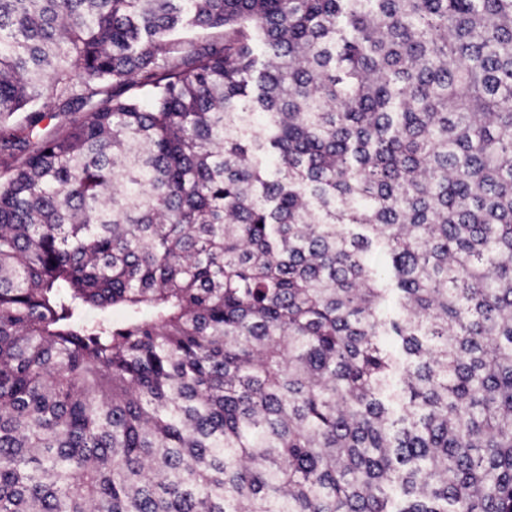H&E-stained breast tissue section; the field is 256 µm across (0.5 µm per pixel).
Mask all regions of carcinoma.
Segmentation results:
<instances>
[{
  "label": "carcinoma",
  "instance_id": "obj_1",
  "mask_svg": "<svg viewBox=\"0 0 512 512\" xmlns=\"http://www.w3.org/2000/svg\"><path fill=\"white\" fill-rule=\"evenodd\" d=\"M17 112L0 512H512V0H0Z\"/></svg>",
  "mask_w": 512,
  "mask_h": 512
}]
</instances>
